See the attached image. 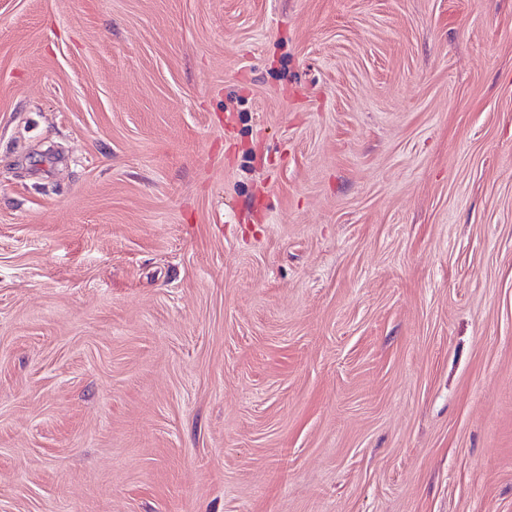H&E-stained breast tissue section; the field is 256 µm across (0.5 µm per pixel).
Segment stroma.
Wrapping results in <instances>:
<instances>
[{
    "mask_svg": "<svg viewBox=\"0 0 512 512\" xmlns=\"http://www.w3.org/2000/svg\"><path fill=\"white\" fill-rule=\"evenodd\" d=\"M0 512H512V0H0Z\"/></svg>",
    "mask_w": 512,
    "mask_h": 512,
    "instance_id": "obj_1",
    "label": "stroma"
}]
</instances>
